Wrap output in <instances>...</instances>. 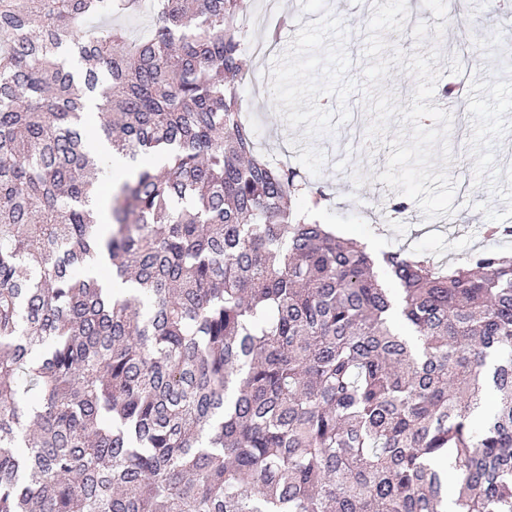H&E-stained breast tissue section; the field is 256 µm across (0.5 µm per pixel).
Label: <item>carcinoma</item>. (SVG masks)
I'll return each instance as SVG.
<instances>
[{"instance_id": "obj_1", "label": "carcinoma", "mask_w": 512, "mask_h": 512, "mask_svg": "<svg viewBox=\"0 0 512 512\" xmlns=\"http://www.w3.org/2000/svg\"><path fill=\"white\" fill-rule=\"evenodd\" d=\"M251 2L152 0L133 42L84 23L142 0H0V512H512V255L399 249L391 289L291 209Z\"/></svg>"}]
</instances>
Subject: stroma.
<instances>
[{"label": "stroma", "mask_w": 512, "mask_h": 512, "mask_svg": "<svg viewBox=\"0 0 512 512\" xmlns=\"http://www.w3.org/2000/svg\"><path fill=\"white\" fill-rule=\"evenodd\" d=\"M349 31L345 49L353 61L349 75L361 79L363 29L372 14V0H327ZM409 17L403 32H390L387 42L406 53L428 54L437 48L442 75L438 86L468 80L472 93L467 102L468 121L453 118L448 141L453 159L448 168L456 182L452 215L425 219L417 205L397 222L386 216L394 190L379 182L386 169L389 147L369 143V117L362 94L349 100L351 119L333 133L309 140L302 129L287 125L270 95V71L288 49L297 30L311 14L300 7L285 9L288 23L279 43L255 61L254 72L241 95L254 109L252 125L259 141L270 152H288V162L312 183L322 186L328 199L316 218L336 228L345 238L372 242L371 255L398 248L426 254L435 260H465L480 249L512 252V241L485 238L486 226L512 219V10L502 0H468L469 22L451 20L448 0H408ZM429 25L424 46H417L411 32L418 22Z\"/></svg>", "instance_id": "stroma-1"}]
</instances>
